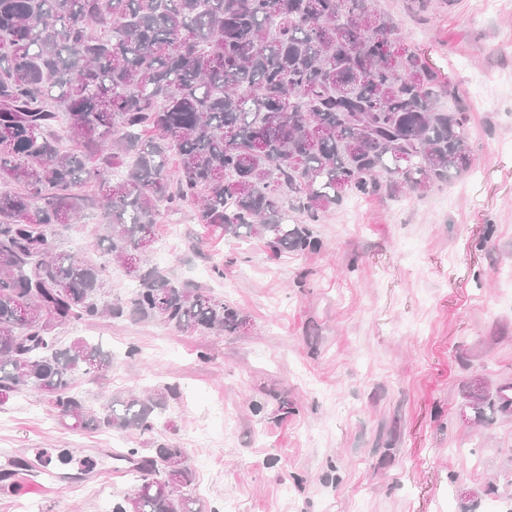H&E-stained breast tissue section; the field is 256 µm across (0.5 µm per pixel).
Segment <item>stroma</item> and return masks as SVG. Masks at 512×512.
I'll use <instances>...</instances> for the list:
<instances>
[{"label": "stroma", "instance_id": "obj_1", "mask_svg": "<svg viewBox=\"0 0 512 512\" xmlns=\"http://www.w3.org/2000/svg\"><path fill=\"white\" fill-rule=\"evenodd\" d=\"M457 85L472 115L471 166L428 195L366 198L315 225L316 253L271 256L192 210L163 215L153 265L246 318L186 334L133 319L59 329L112 360L78 377L93 406L174 388L151 435L73 430L34 392L0 406V471L27 459L0 512H111L132 494L114 447L185 450L203 512H488L512 507V415L464 421L474 380L512 383V0H374ZM99 211L58 250L94 260ZM495 486V496L485 495Z\"/></svg>", "mask_w": 512, "mask_h": 512}]
</instances>
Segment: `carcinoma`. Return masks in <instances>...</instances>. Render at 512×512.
Here are the masks:
<instances>
[{
    "label": "carcinoma",
    "instance_id": "1",
    "mask_svg": "<svg viewBox=\"0 0 512 512\" xmlns=\"http://www.w3.org/2000/svg\"><path fill=\"white\" fill-rule=\"evenodd\" d=\"M372 0H0V405L33 390L73 430L153 434L173 388L76 390L111 363L55 331L127 316L181 332L244 319L147 262L162 211L189 208L229 239L314 253L312 225L347 198L425 195L470 166V113ZM101 211L97 263L54 245ZM136 282L102 300L112 267ZM512 414V385L473 417ZM136 477L111 512H202L184 449L120 453Z\"/></svg>",
    "mask_w": 512,
    "mask_h": 512
}]
</instances>
